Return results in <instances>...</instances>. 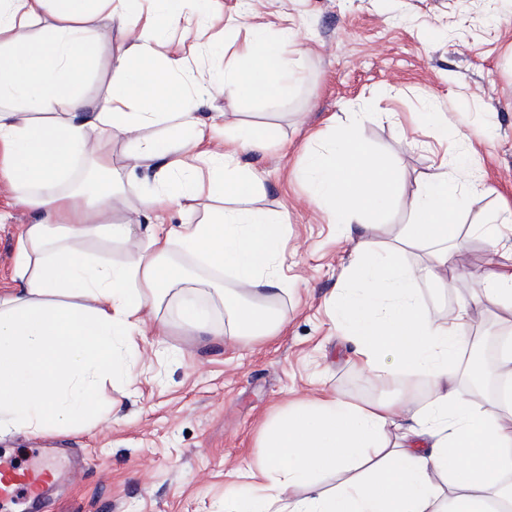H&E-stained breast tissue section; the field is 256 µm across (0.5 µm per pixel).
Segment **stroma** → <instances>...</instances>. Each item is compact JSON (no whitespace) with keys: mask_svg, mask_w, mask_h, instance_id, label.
<instances>
[{"mask_svg":"<svg viewBox=\"0 0 512 512\" xmlns=\"http://www.w3.org/2000/svg\"><path fill=\"white\" fill-rule=\"evenodd\" d=\"M212 9L203 36L174 37L188 80L234 63L250 23L272 33L291 28L305 48L294 58L300 80L285 94L266 101L219 95L210 105L230 126L279 129L278 140L243 161L264 180L259 207L287 214L288 291L277 303L288 323L275 339L251 343L158 336L145 326L134 384L97 393L112 408L107 421L89 431L1 435L0 453L19 461H31V449L58 447L47 512H219L228 487L250 483L263 454L260 428L277 410L323 390L346 400L387 395L352 363L327 306L354 245L311 204L310 188L297 176L307 153L328 144L334 120L373 105L364 145L395 160L404 195L448 152L478 181L479 194L459 218L453 288L419 284L436 317L476 295L486 270L512 263V223L501 226L495 251L471 231L512 205V0H214ZM434 109L447 113L464 141L444 147L429 136L426 114ZM32 220L10 206L1 182L0 282L10 277L19 227ZM474 326L492 389L500 374L497 338L512 330V316L481 306Z\"/></svg>","mask_w":512,"mask_h":512,"instance_id":"obj_1","label":"stroma"}]
</instances>
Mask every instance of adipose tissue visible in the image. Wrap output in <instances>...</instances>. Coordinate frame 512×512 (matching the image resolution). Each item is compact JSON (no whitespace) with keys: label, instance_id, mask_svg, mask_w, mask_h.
I'll return each instance as SVG.
<instances>
[{"label":"adipose tissue","instance_id":"obj_1","mask_svg":"<svg viewBox=\"0 0 512 512\" xmlns=\"http://www.w3.org/2000/svg\"><path fill=\"white\" fill-rule=\"evenodd\" d=\"M146 0H0V176L16 206L34 214L15 244L13 285L0 290V433L40 435L95 426L105 416L94 391L115 379L132 382L134 343L146 322L158 335L271 337L288 316L273 302L287 292L280 275L283 214L256 207L258 175L242 154L274 141L276 126H238L225 135L223 113L204 107L216 84L193 89L175 82L185 61L165 49L161 33L205 27L203 0H147L152 22L142 25ZM134 33L113 47L102 28ZM299 48L290 29L269 39L255 26L241 44L238 69L224 73L225 93L263 101L284 93ZM111 79L103 94L84 86L101 55ZM365 113L341 122L336 137L308 153L299 176L312 201L355 240V258L341 272L344 289L333 315L363 373L383 385L425 380V396L356 403L331 393L289 405L267 420L260 472L224 499V512H512V336L498 339L503 368L497 412L470 400L477 360L461 362L474 320L471 303L440 319L423 304L420 280L448 285L458 234L456 216L469 192L451 157L404 196L390 159L362 149ZM149 126L162 135L148 137ZM126 139L129 178L147 187L132 221H114L123 184L112 175V143ZM91 165L96 182L72 178ZM233 207L195 220L200 198ZM407 215L393 248L371 243L376 222L395 202ZM186 215L164 230L171 211ZM134 242L121 263L85 252L84 243ZM410 247L428 253L425 265L395 257ZM234 276V288L208 290L187 260ZM179 318L161 316L167 299ZM224 320H217L213 305ZM339 481L319 490V475Z\"/></svg>","mask_w":512,"mask_h":512}]
</instances>
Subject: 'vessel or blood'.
<instances>
[{
	"mask_svg": "<svg viewBox=\"0 0 512 512\" xmlns=\"http://www.w3.org/2000/svg\"><path fill=\"white\" fill-rule=\"evenodd\" d=\"M54 474L48 462L30 468L0 457V512H26L30 497L46 498L55 485Z\"/></svg>",
	"mask_w": 512,
	"mask_h": 512,
	"instance_id": "obj_1",
	"label": "vessel or blood"
}]
</instances>
